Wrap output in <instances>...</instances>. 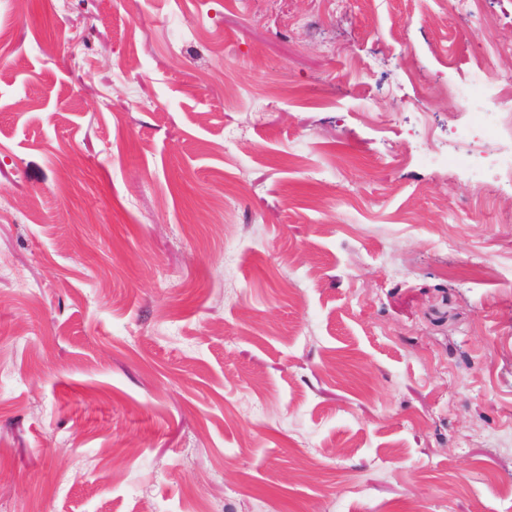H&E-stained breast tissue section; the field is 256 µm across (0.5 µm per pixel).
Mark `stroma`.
Instances as JSON below:
<instances>
[{
  "label": "stroma",
  "mask_w": 512,
  "mask_h": 512,
  "mask_svg": "<svg viewBox=\"0 0 512 512\" xmlns=\"http://www.w3.org/2000/svg\"><path fill=\"white\" fill-rule=\"evenodd\" d=\"M486 60L512 0H0V512H512Z\"/></svg>",
  "instance_id": "1"
}]
</instances>
